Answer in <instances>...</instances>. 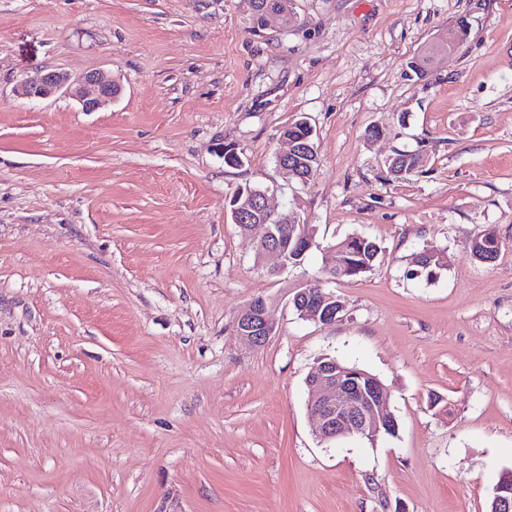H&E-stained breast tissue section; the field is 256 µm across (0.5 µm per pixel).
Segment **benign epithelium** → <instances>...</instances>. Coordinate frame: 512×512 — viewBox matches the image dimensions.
<instances>
[{
    "instance_id": "benign-epithelium-1",
    "label": "benign epithelium",
    "mask_w": 512,
    "mask_h": 512,
    "mask_svg": "<svg viewBox=\"0 0 512 512\" xmlns=\"http://www.w3.org/2000/svg\"><path fill=\"white\" fill-rule=\"evenodd\" d=\"M66 90L85 112H96L116 100L122 86L100 71H90L74 79L56 70H40L21 85V94L28 98H46ZM235 224L263 228L259 248L280 258V268L287 267V257L280 247L270 219L275 210L269 205L267 191L237 193L231 210ZM271 302L256 298L236 321V336L252 347H261L273 335L275 326L268 311ZM301 318L324 325L336 322V305L332 298L320 293L314 302L299 307ZM312 396L308 411L316 423L317 437L328 441L336 437L368 438L376 440L389 416L384 404L385 388L374 382H365L361 376H351L336 367V363H317L307 380ZM496 512H512V484L501 483L495 489Z\"/></svg>"
}]
</instances>
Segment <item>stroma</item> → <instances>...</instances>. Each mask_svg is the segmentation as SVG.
Masks as SVG:
<instances>
[{
    "mask_svg": "<svg viewBox=\"0 0 512 512\" xmlns=\"http://www.w3.org/2000/svg\"><path fill=\"white\" fill-rule=\"evenodd\" d=\"M295 11L259 31L247 0H0V512H489L512 469V0ZM43 69L123 91L96 112L18 95ZM298 117L305 185L275 164ZM401 150L427 162L396 180ZM245 184L308 224L301 267L231 223ZM490 227L496 261L466 257ZM354 233L379 262L326 278ZM427 246L447 266L410 276ZM313 277L334 324L290 304ZM259 296L276 331L252 348L232 324ZM323 357L383 382L396 435L315 437Z\"/></svg>",
    "mask_w": 512,
    "mask_h": 512,
    "instance_id": "stroma-1",
    "label": "stroma"
}]
</instances>
